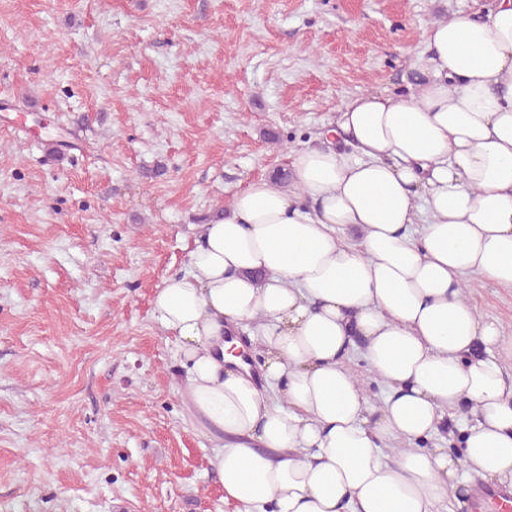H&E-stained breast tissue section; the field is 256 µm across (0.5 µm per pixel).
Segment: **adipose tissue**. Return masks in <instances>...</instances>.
<instances>
[{"instance_id":"ef3b65f1","label":"adipose tissue","mask_w":512,"mask_h":512,"mask_svg":"<svg viewBox=\"0 0 512 512\" xmlns=\"http://www.w3.org/2000/svg\"><path fill=\"white\" fill-rule=\"evenodd\" d=\"M426 48L409 95L350 98L332 145L292 152L289 187L253 181L200 225L152 301L228 512L512 489V336L463 290L512 288V0L432 22Z\"/></svg>"}]
</instances>
